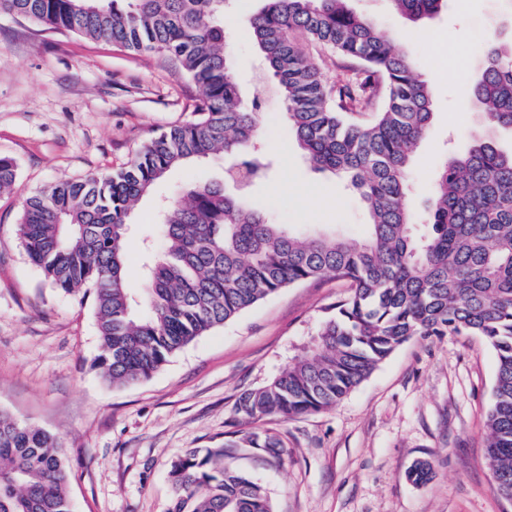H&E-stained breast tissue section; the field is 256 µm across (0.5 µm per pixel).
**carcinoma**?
I'll list each match as a JSON object with an SVG mask.
<instances>
[{
    "label": "carcinoma",
    "mask_w": 512,
    "mask_h": 512,
    "mask_svg": "<svg viewBox=\"0 0 512 512\" xmlns=\"http://www.w3.org/2000/svg\"><path fill=\"white\" fill-rule=\"evenodd\" d=\"M0 0V13L47 29L159 55L200 91L194 119L149 138L130 163L105 175L57 183L26 197L17 227L29 260L52 287L92 291L97 364L125 386L280 289L336 278L351 291L319 325L312 353L292 358L267 384L242 392L246 423L332 407L400 345L417 336L480 337L496 355L486 412L487 459L512 499V151L494 138L512 129V31L490 39L472 84L485 132L434 174L426 223L407 209L408 171L432 119L428 82L410 52L345 0H262L247 30L303 154L343 175L368 210L361 240L328 228L296 230L247 206V189L271 161L261 131L260 91L245 104L228 50L224 0ZM446 0H388L421 26ZM328 49L353 77L329 83L310 57ZM369 115L360 121L356 116ZM223 154L224 181L190 185L160 208L164 256L130 288L125 241L137 202L172 169ZM17 168L0 156V192ZM274 463L281 440L252 431L171 463L173 512H272L268 492L224 465L242 451ZM427 460L408 478L425 482ZM58 437L0 413V512H72Z\"/></svg>",
    "instance_id": "1"
}]
</instances>
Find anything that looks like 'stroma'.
I'll list each match as a JSON object with an SVG mask.
<instances>
[{
  "label": "stroma",
  "instance_id": "stroma-1",
  "mask_svg": "<svg viewBox=\"0 0 512 512\" xmlns=\"http://www.w3.org/2000/svg\"><path fill=\"white\" fill-rule=\"evenodd\" d=\"M259 6L234 0L225 16L247 93L262 65L243 22ZM509 21L512 0H447L429 36L407 42L433 112L409 172L416 222L441 161L481 130L469 109L472 54ZM196 95L162 58L0 14V155L17 165L14 191L0 194V411L58 436L73 512H171L172 460L240 431L236 398L300 353L328 306L350 291L333 278L283 288L150 378L104 380L92 301L52 288L25 256L22 203L45 186L125 167L151 136L191 120ZM262 110L272 169L248 192L254 206L300 228L329 224L363 238L368 213L359 197L301 156L275 95ZM226 164L220 154L174 169L137 204L126 239L131 287H142L143 262L163 250L157 201L223 179ZM495 373V353L480 337L412 338L336 406L259 422L282 439L283 463L243 453L228 464L263 484L273 512H512L486 454ZM423 459L432 475L413 483L407 472Z\"/></svg>",
  "mask_w": 512,
  "mask_h": 512
}]
</instances>
